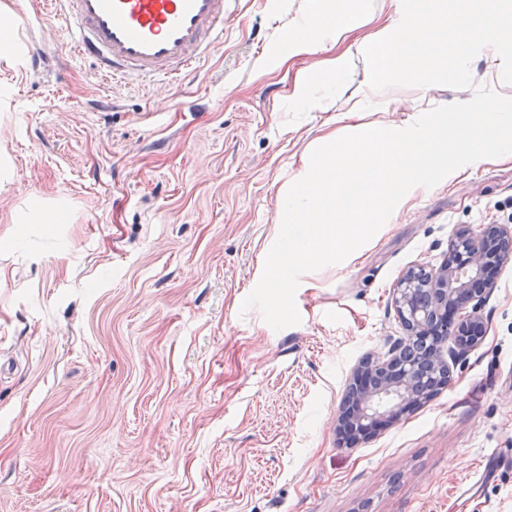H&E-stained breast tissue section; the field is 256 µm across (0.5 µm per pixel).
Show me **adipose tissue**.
<instances>
[{
	"mask_svg": "<svg viewBox=\"0 0 512 512\" xmlns=\"http://www.w3.org/2000/svg\"><path fill=\"white\" fill-rule=\"evenodd\" d=\"M344 31L342 19L330 10L326 0H307L300 19L292 24L287 35L272 53L274 61L283 62L317 53L336 42ZM347 60L334 56L323 60L315 71H300L296 78L294 101L297 106L310 105L309 93L317 89L328 93L338 86Z\"/></svg>",
	"mask_w": 512,
	"mask_h": 512,
	"instance_id": "1",
	"label": "adipose tissue"
}]
</instances>
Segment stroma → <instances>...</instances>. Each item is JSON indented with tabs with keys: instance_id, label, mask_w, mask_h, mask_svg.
<instances>
[{
	"instance_id": "1",
	"label": "stroma",
	"mask_w": 512,
	"mask_h": 512,
	"mask_svg": "<svg viewBox=\"0 0 512 512\" xmlns=\"http://www.w3.org/2000/svg\"><path fill=\"white\" fill-rule=\"evenodd\" d=\"M0 512H512V263L487 333L451 381L354 447L336 422L352 369L403 330L392 292L439 267L460 227L512 225V159L466 169L394 212L351 262L304 274L298 325L241 313L283 188L319 138L412 122L471 90L372 94L364 46L401 0L362 15L340 97L293 106L297 69L258 73L305 0H229L181 84L103 83L63 44L56 0H0ZM54 45L39 72L29 39ZM56 224H20L36 204Z\"/></svg>"
}]
</instances>
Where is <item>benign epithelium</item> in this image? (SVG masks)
I'll list each match as a JSON object with an SVG mask.
<instances>
[{
	"instance_id": "obj_1",
	"label": "benign epithelium",
	"mask_w": 512,
	"mask_h": 512,
	"mask_svg": "<svg viewBox=\"0 0 512 512\" xmlns=\"http://www.w3.org/2000/svg\"><path fill=\"white\" fill-rule=\"evenodd\" d=\"M511 260L512 227L487 224L477 234L461 228L440 267H418L401 278L393 301L406 336L353 370L338 416L343 443L371 438L443 388L448 360L466 359L484 340L479 311L495 273Z\"/></svg>"
}]
</instances>
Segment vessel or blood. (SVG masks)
Instances as JSON below:
<instances>
[{
    "label": "vessel or blood",
    "mask_w": 512,
    "mask_h": 512,
    "mask_svg": "<svg viewBox=\"0 0 512 512\" xmlns=\"http://www.w3.org/2000/svg\"><path fill=\"white\" fill-rule=\"evenodd\" d=\"M72 48L100 78L177 81L211 53L226 0H60Z\"/></svg>",
    "instance_id": "vessel-or-blood-1"
}]
</instances>
